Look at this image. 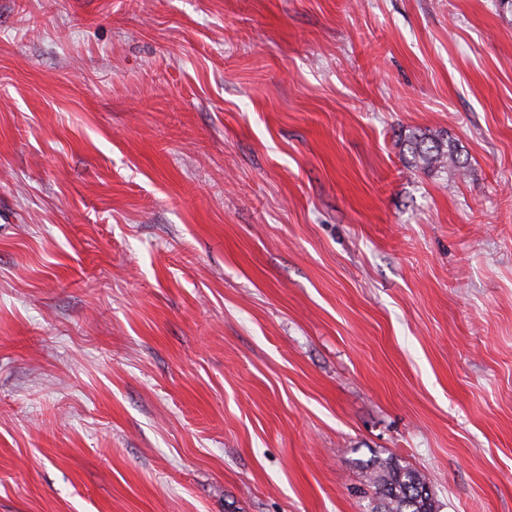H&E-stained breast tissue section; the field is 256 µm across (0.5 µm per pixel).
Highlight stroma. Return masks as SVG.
<instances>
[{
  "label": "stroma",
  "mask_w": 512,
  "mask_h": 512,
  "mask_svg": "<svg viewBox=\"0 0 512 512\" xmlns=\"http://www.w3.org/2000/svg\"><path fill=\"white\" fill-rule=\"evenodd\" d=\"M375 454L512 512V10L0 0V512H372ZM407 150L416 168L438 172L448 166L457 169L465 167L456 146L448 140L426 137V134L413 135L409 137Z\"/></svg>",
  "instance_id": "1"
}]
</instances>
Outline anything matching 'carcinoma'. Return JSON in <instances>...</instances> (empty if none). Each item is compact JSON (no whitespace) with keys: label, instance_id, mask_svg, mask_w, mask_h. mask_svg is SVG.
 <instances>
[{"label":"carcinoma","instance_id":"carcinoma-1","mask_svg":"<svg viewBox=\"0 0 512 512\" xmlns=\"http://www.w3.org/2000/svg\"><path fill=\"white\" fill-rule=\"evenodd\" d=\"M407 150L415 167L439 171L449 166L465 167L456 146L443 139L424 134L409 138ZM366 478L379 505L375 512H437L426 477L419 471L401 465L392 457L375 456L365 463Z\"/></svg>","mask_w":512,"mask_h":512}]
</instances>
